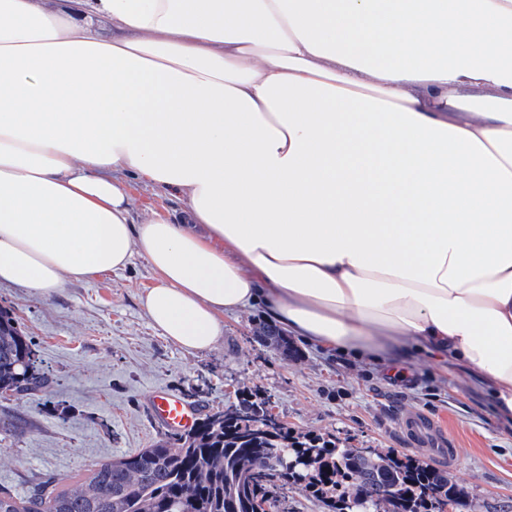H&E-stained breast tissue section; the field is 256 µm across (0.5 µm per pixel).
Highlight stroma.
<instances>
[{
    "label": "stroma",
    "instance_id": "obj_1",
    "mask_svg": "<svg viewBox=\"0 0 512 512\" xmlns=\"http://www.w3.org/2000/svg\"><path fill=\"white\" fill-rule=\"evenodd\" d=\"M131 196L137 220L155 212L174 218L184 207L139 181ZM153 277L136 256L123 270L66 281L47 296L0 284V306L13 310L50 382L42 392L0 397V490L24 500L36 486L87 477L98 462L149 447L164 432L146 397L165 388L204 412L251 394L267 397L291 432L333 435L446 471L463 491L454 512H512V425L497 415L490 391L462 370L449 374L417 355L399 379L301 342L287 358L262 339L267 320L258 308L225 316L215 347L187 353L159 336L139 305ZM408 414L444 421L458 443L456 462L409 444Z\"/></svg>",
    "mask_w": 512,
    "mask_h": 512
}]
</instances>
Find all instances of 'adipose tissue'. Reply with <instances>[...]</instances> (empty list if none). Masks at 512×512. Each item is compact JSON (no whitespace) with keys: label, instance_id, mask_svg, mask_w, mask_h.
<instances>
[{"label":"adipose tissue","instance_id":"adipose-tissue-1","mask_svg":"<svg viewBox=\"0 0 512 512\" xmlns=\"http://www.w3.org/2000/svg\"><path fill=\"white\" fill-rule=\"evenodd\" d=\"M132 178L182 223H133ZM136 255L183 351L260 305L512 421V0H0V283Z\"/></svg>","mask_w":512,"mask_h":512}]
</instances>
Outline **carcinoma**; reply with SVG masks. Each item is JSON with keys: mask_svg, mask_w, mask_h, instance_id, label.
Returning a JSON list of instances; mask_svg holds the SVG:
<instances>
[{"mask_svg": "<svg viewBox=\"0 0 512 512\" xmlns=\"http://www.w3.org/2000/svg\"><path fill=\"white\" fill-rule=\"evenodd\" d=\"M46 382L13 311L0 306V395H24ZM269 399H243L208 413L174 441L95 465L83 480L23 501L0 491V512H256L279 508L288 487L327 512H377L395 482L401 512H439L461 503L448 475L410 457L347 448L336 438L265 427ZM363 495V504L354 497Z\"/></svg>", "mask_w": 512, "mask_h": 512, "instance_id": "obj_1", "label": "carcinoma"}]
</instances>
